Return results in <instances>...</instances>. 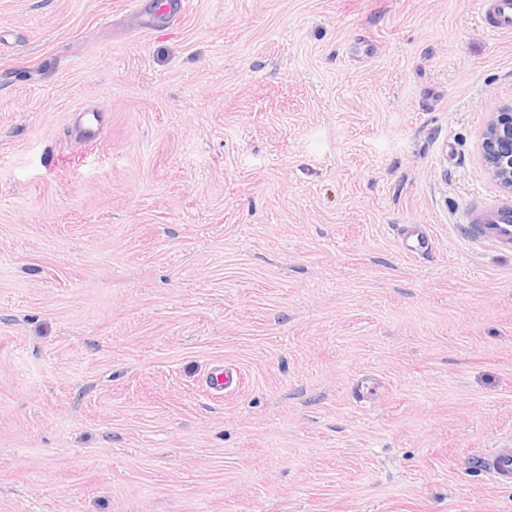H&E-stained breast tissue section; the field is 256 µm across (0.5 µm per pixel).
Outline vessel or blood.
<instances>
[{
	"mask_svg": "<svg viewBox=\"0 0 512 512\" xmlns=\"http://www.w3.org/2000/svg\"><path fill=\"white\" fill-rule=\"evenodd\" d=\"M475 19L493 34L512 32V0H482ZM103 122L102 111L75 112L72 132L87 142L96 141ZM462 239L472 249L488 248L501 254L512 253V203L493 206L480 203L469 205L461 214ZM398 235L407 255H424L432 249L427 229L420 224H402ZM482 470L490 482L512 486V438L502 440L482 459Z\"/></svg>",
	"mask_w": 512,
	"mask_h": 512,
	"instance_id": "vessel-or-blood-1",
	"label": "vessel or blood"
}]
</instances>
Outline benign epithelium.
I'll list each match as a JSON object with an SVG mask.
<instances>
[{"label":"benign epithelium","mask_w":512,"mask_h":512,"mask_svg":"<svg viewBox=\"0 0 512 512\" xmlns=\"http://www.w3.org/2000/svg\"><path fill=\"white\" fill-rule=\"evenodd\" d=\"M481 158L503 193L512 194V104L489 113L482 131Z\"/></svg>","instance_id":"benign-epithelium-1"}]
</instances>
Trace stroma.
<instances>
[{
    "label": "stroma",
    "mask_w": 512,
    "mask_h": 512,
    "mask_svg": "<svg viewBox=\"0 0 512 512\" xmlns=\"http://www.w3.org/2000/svg\"><path fill=\"white\" fill-rule=\"evenodd\" d=\"M477 8L0 0V512H512V257L455 231L504 198ZM102 111H76L73 118L72 132L75 137L86 142H94L98 139L102 122ZM398 235L405 253L409 256L425 255L432 249V240L421 224L398 225ZM482 470L496 486H512V438L502 440L482 458Z\"/></svg>",
    "instance_id": "obj_1"
}]
</instances>
